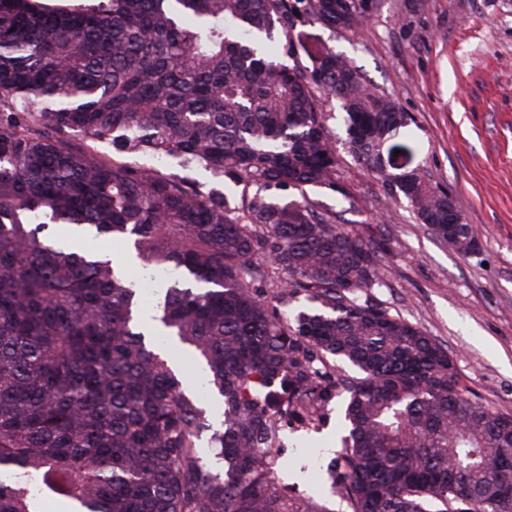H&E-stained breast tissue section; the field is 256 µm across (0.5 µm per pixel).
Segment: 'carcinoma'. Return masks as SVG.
I'll list each match as a JSON object with an SVG mask.
<instances>
[{
    "mask_svg": "<svg viewBox=\"0 0 512 512\" xmlns=\"http://www.w3.org/2000/svg\"><path fill=\"white\" fill-rule=\"evenodd\" d=\"M292 10L365 21L356 0H0V512H322L276 483V387L303 423L345 397L326 474L351 512H512V414L466 397L448 350L375 298L380 242L307 200L342 192L316 92L437 239L467 255L475 234L420 170L383 166L407 117L350 58L316 45L309 66L279 61ZM105 140L260 189L233 206L88 145ZM50 224L130 241L166 278L153 339L115 259L56 246ZM263 282L313 306L279 316ZM172 349L203 367L220 425ZM323 357L354 374H320Z\"/></svg>",
    "mask_w": 512,
    "mask_h": 512,
    "instance_id": "carcinoma-1",
    "label": "carcinoma"
}]
</instances>
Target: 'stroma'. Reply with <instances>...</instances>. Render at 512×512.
I'll list each match as a JSON object with an SVG mask.
<instances>
[{
	"mask_svg": "<svg viewBox=\"0 0 512 512\" xmlns=\"http://www.w3.org/2000/svg\"><path fill=\"white\" fill-rule=\"evenodd\" d=\"M357 31H330L307 16L288 29L353 59L408 116L397 143L423 175L454 197L479 241L464 256L436 240L400 197L348 152L343 113L323 100L336 141V187L308 193L338 224L372 225L387 254L378 298L447 348L468 395L512 414V0H361ZM341 405L314 425L289 421L279 476L299 501L349 512L340 490L321 488L312 457L341 446Z\"/></svg>",
	"mask_w": 512,
	"mask_h": 512,
	"instance_id": "35a3bbf8",
	"label": "stroma"
}]
</instances>
